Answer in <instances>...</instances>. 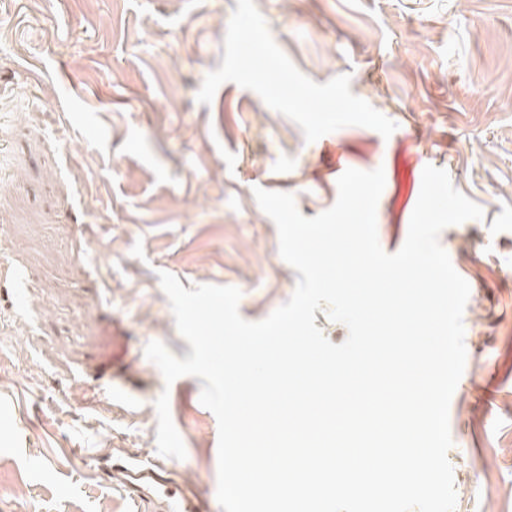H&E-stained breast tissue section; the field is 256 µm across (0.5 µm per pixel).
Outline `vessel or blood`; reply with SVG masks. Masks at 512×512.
<instances>
[{"label":"vessel or blood","instance_id":"obj_1","mask_svg":"<svg viewBox=\"0 0 512 512\" xmlns=\"http://www.w3.org/2000/svg\"><path fill=\"white\" fill-rule=\"evenodd\" d=\"M112 468L122 474L123 492L133 503L155 512H207L206 500L188 492L165 465L119 451L112 456Z\"/></svg>","mask_w":512,"mask_h":512}]
</instances>
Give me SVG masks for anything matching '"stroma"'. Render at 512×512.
<instances>
[{"label": "stroma", "mask_w": 512, "mask_h": 512, "mask_svg": "<svg viewBox=\"0 0 512 512\" xmlns=\"http://www.w3.org/2000/svg\"><path fill=\"white\" fill-rule=\"evenodd\" d=\"M307 77L350 74L395 121L315 142L218 69L237 0H0V512H141L99 461L156 455L157 413L177 466L223 512L218 423L202 381L165 385L144 355L191 353L158 274L241 290L259 321L292 296L254 188L313 217L342 170L383 168L376 222L403 245L422 172L447 171L484 211L439 240L469 283L466 364L449 409L455 512H512V0H255Z\"/></svg>", "instance_id": "35a3bbf8"}]
</instances>
